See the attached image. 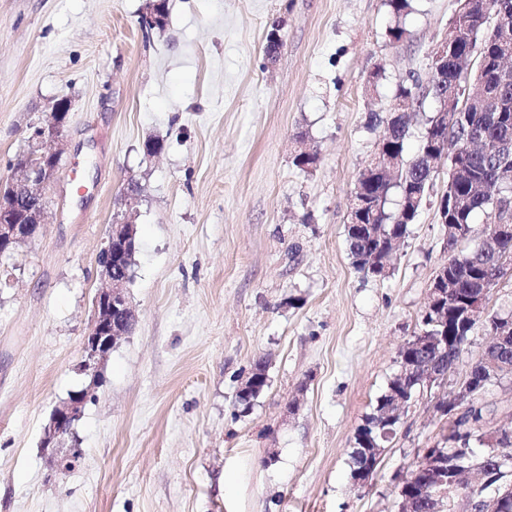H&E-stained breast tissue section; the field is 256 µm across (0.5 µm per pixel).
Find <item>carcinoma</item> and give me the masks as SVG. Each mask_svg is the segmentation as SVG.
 Returning a JSON list of instances; mask_svg holds the SVG:
<instances>
[{
  "mask_svg": "<svg viewBox=\"0 0 512 512\" xmlns=\"http://www.w3.org/2000/svg\"><path fill=\"white\" fill-rule=\"evenodd\" d=\"M394 15V25L389 27L391 41L399 42L406 34L403 18L410 14V0H386ZM491 21L485 16L480 0L467 11L458 9L448 25V83L422 89L417 84L400 83L392 103L385 112L369 113L368 125L384 126L389 133L387 155H373L368 163V175L361 181L363 193L356 196L354 211L347 222V244L355 268L375 277L385 278L391 266L375 268L370 260L373 255L374 240L362 233L361 225L369 224L379 232V240L390 254H395L409 235V225L414 223L420 206L427 198L433 172L430 171L428 156L432 147L431 133L426 130L420 137L413 156L407 154L409 129L416 112H402L394 120L387 118L395 103L411 99L422 108L427 98L438 97L445 92L459 91L467 98L464 109L465 122L455 121L448 126V139L462 140L470 135L501 147L496 155L469 151L460 154L455 163L456 172L451 174L448 191L440 200L455 201L448 208L446 234L448 235V279L452 285L451 300L458 308L471 305L481 292L491 298L489 285H499L503 279L501 267L512 266V182L498 183L499 171L512 172V77L505 81L495 75L491 66L505 54L512 55V40L502 42L493 33ZM484 58L490 69L484 76L468 78L472 59ZM397 194L396 208H388L392 194ZM375 196L384 198V206L374 211L369 201ZM486 217L485 225L494 229L492 240L482 236L481 242L471 250L456 251L458 244L473 237V218L477 213ZM512 316L485 307L479 317L486 332L497 326V322H507ZM487 365L477 360L472 364L473 405H455L456 397L442 400L437 410L446 417L448 435L443 445L435 446L445 461L455 465L474 466L487 475V488L512 483V465L499 464V457H512V425L502 426L492 433L483 431L485 408L480 396L492 382L487 379ZM252 375L256 379V389L247 395H236V403L250 405L265 387L268 386L266 362L258 359L254 363ZM420 388L418 377L395 376L386 391L377 398L372 412L366 417L354 435V447L362 448L364 443L376 442L382 446L392 440L391 428L382 423V415L391 407L394 394ZM484 447L477 455L474 445ZM430 477L413 466L402 490L415 493L414 512H434L436 503L427 492ZM496 494L482 495L477 505L478 512H512V503L502 505L495 500Z\"/></svg>",
  "mask_w": 512,
  "mask_h": 512,
  "instance_id": "cac0c4a2",
  "label": "carcinoma"
}]
</instances>
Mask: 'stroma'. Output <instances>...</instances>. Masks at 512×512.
<instances>
[{"instance_id": "stroma-1", "label": "stroma", "mask_w": 512, "mask_h": 512, "mask_svg": "<svg viewBox=\"0 0 512 512\" xmlns=\"http://www.w3.org/2000/svg\"><path fill=\"white\" fill-rule=\"evenodd\" d=\"M0 0V181L30 125L71 111L37 235L0 264V512H400L434 414L489 341L475 328L444 385L422 389L377 471L349 478L354 435L448 260L424 204L387 278L358 273L345 224L398 84L428 85L456 0H412L402 42L385 0ZM283 44L267 59L265 37ZM384 76L368 88L376 67ZM317 155L297 167L294 134ZM162 140L149 158L142 143ZM140 186L137 315L75 433L42 451L55 406L85 388L96 257ZM269 383L235 403L258 358Z\"/></svg>"}]
</instances>
